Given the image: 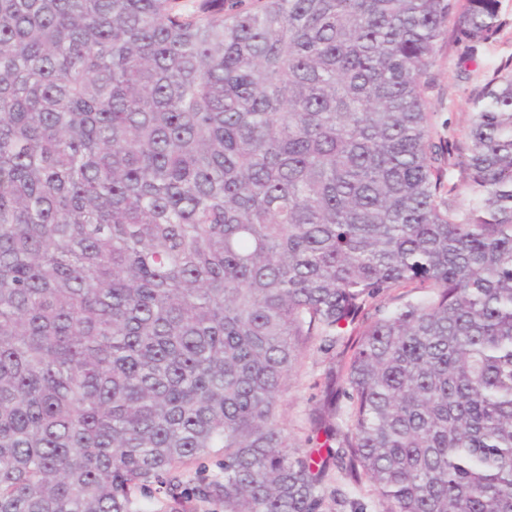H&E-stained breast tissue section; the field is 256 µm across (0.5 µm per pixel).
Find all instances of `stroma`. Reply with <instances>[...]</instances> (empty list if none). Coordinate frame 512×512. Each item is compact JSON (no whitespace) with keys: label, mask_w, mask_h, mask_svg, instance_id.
<instances>
[{"label":"stroma","mask_w":512,"mask_h":512,"mask_svg":"<svg viewBox=\"0 0 512 512\" xmlns=\"http://www.w3.org/2000/svg\"><path fill=\"white\" fill-rule=\"evenodd\" d=\"M512 68V0H500L498 26L486 40L473 42L449 28L431 70L427 108L435 140L467 144V114L487 78L496 68ZM339 368L336 352L311 346L293 374L280 401V412L294 442L312 431L319 408L320 388L328 374Z\"/></svg>","instance_id":"1"}]
</instances>
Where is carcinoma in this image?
Masks as SVG:
<instances>
[{
	"instance_id": "cac0c4a2",
	"label": "carcinoma",
	"mask_w": 512,
	"mask_h": 512,
	"mask_svg": "<svg viewBox=\"0 0 512 512\" xmlns=\"http://www.w3.org/2000/svg\"><path fill=\"white\" fill-rule=\"evenodd\" d=\"M456 2L0 0V512H185L215 448L224 512H324L334 468L512 512V70L453 161L428 75L500 0ZM338 351L323 352L317 342L308 349L302 364L291 377L279 409L293 442L303 444L304 438L312 434V417L320 406V388L328 374L338 372Z\"/></svg>"
}]
</instances>
